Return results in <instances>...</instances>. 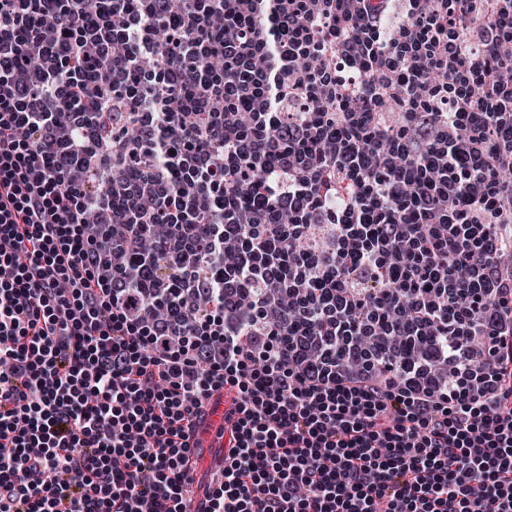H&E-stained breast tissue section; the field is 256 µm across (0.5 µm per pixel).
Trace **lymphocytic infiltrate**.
<instances>
[{"instance_id": "f902f5d3", "label": "lymphocytic infiltrate", "mask_w": 512, "mask_h": 512, "mask_svg": "<svg viewBox=\"0 0 512 512\" xmlns=\"http://www.w3.org/2000/svg\"><path fill=\"white\" fill-rule=\"evenodd\" d=\"M505 2L0 0V512H512Z\"/></svg>"}]
</instances>
